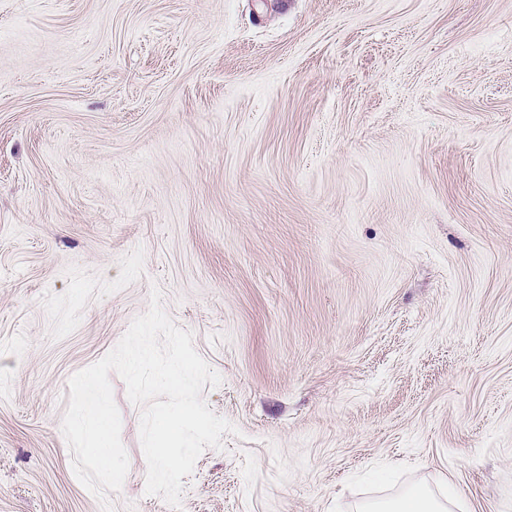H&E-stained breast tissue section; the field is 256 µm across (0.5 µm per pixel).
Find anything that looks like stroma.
<instances>
[{"label":"stroma","instance_id":"stroma-1","mask_svg":"<svg viewBox=\"0 0 512 512\" xmlns=\"http://www.w3.org/2000/svg\"><path fill=\"white\" fill-rule=\"evenodd\" d=\"M237 434L181 512H512V0H0V512L98 499L70 377L152 288ZM440 484L445 493L437 496L426 485H416L392 500L371 501L359 505L358 512H450L451 507L461 511L472 509L469 498L460 492L453 478L443 476ZM448 485V494H447Z\"/></svg>","mask_w":512,"mask_h":512}]
</instances>
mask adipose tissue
Masks as SVG:
<instances>
[{"instance_id":"obj_1","label":"adipose tissue","mask_w":512,"mask_h":512,"mask_svg":"<svg viewBox=\"0 0 512 512\" xmlns=\"http://www.w3.org/2000/svg\"><path fill=\"white\" fill-rule=\"evenodd\" d=\"M441 483L448 488L446 494L438 496L428 486L416 485L397 498L363 503L357 512H450L454 507L469 512L471 503L452 478H442Z\"/></svg>"}]
</instances>
